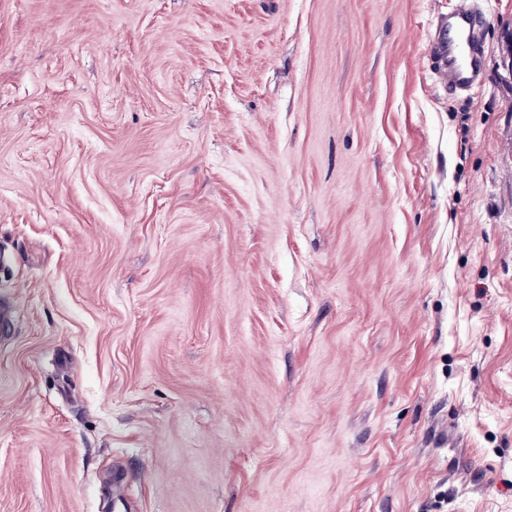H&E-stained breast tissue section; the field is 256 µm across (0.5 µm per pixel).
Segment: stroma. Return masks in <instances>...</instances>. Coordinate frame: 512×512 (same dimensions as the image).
<instances>
[{"label":"stroma","instance_id":"stroma-1","mask_svg":"<svg viewBox=\"0 0 512 512\" xmlns=\"http://www.w3.org/2000/svg\"><path fill=\"white\" fill-rule=\"evenodd\" d=\"M0 0V512H512V0ZM486 21V15L468 1L459 2L448 16V30L454 32L455 38L435 48L444 66L448 88L470 91L482 84L485 53L482 33Z\"/></svg>","mask_w":512,"mask_h":512}]
</instances>
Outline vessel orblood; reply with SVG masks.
Masks as SVG:
<instances>
[{
	"label": "vessel or blood",
	"instance_id": "1",
	"mask_svg": "<svg viewBox=\"0 0 512 512\" xmlns=\"http://www.w3.org/2000/svg\"><path fill=\"white\" fill-rule=\"evenodd\" d=\"M486 16L474 8L470 0H460L448 18L453 31L452 41L438 44L437 57L444 66L445 78L451 89L469 91L483 81L482 59L485 53L482 38Z\"/></svg>",
	"mask_w": 512,
	"mask_h": 512
}]
</instances>
